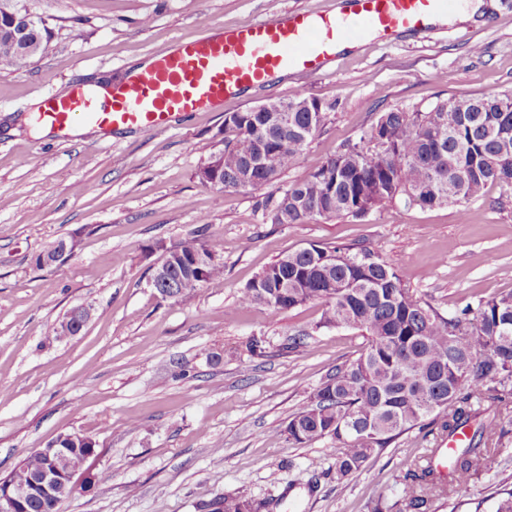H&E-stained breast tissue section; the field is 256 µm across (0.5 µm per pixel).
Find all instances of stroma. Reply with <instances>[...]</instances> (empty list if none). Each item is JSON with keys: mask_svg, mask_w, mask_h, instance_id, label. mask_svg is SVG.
<instances>
[{"mask_svg": "<svg viewBox=\"0 0 512 512\" xmlns=\"http://www.w3.org/2000/svg\"><path fill=\"white\" fill-rule=\"evenodd\" d=\"M450 11L424 32L347 46L317 75L293 72L152 132L37 133L25 119L51 91L121 82L178 40L292 10H340L342 0H38L52 34L26 68L0 69V478L57 436L80 433L106 481L76 491L61 512H198L244 491L262 512H491L512 486V433L498 472L467 486L423 489L410 473L440 432L412 430L344 480L327 476L332 439L289 445L280 430L336 365L363 352L360 331L322 328V307H242L263 268L309 242H366L402 284L441 313L512 291V188L488 187L453 206L389 204L356 219L274 224L262 202L306 177L340 144L394 108L512 90V0ZM336 102L331 123L274 188L216 191L197 171L224 147V116L296 92ZM74 241L62 264L35 258ZM217 242L221 280L184 300L148 285L162 248ZM93 318L75 337L49 329L73 307ZM263 341L251 354L252 338ZM303 338L291 347L292 338ZM425 504L413 509V497Z\"/></svg>", "mask_w": 512, "mask_h": 512, "instance_id": "35a3bbf8", "label": "stroma"}]
</instances>
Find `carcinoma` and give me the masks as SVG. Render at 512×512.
<instances>
[{
	"label": "carcinoma",
	"instance_id": "carcinoma-1",
	"mask_svg": "<svg viewBox=\"0 0 512 512\" xmlns=\"http://www.w3.org/2000/svg\"><path fill=\"white\" fill-rule=\"evenodd\" d=\"M34 4L0 0L1 67L20 69L46 51L50 29ZM271 106L224 116V149L206 159H217L221 168L223 184L212 188L256 191L275 183L331 121L337 104L296 93ZM251 159L257 165L246 181ZM494 184L512 188V91L439 102L424 112H383L358 141L342 144L307 177L267 196L263 207L274 224L360 218L395 201L456 205L466 213V204ZM177 250L164 298H183L224 276L214 244L196 239ZM239 303L283 310L319 303V326L357 329L366 338L363 353L328 373L281 431L295 446L335 439L331 468L337 479L359 471L374 452L422 428L435 413L450 438L477 423L468 446L448 457L453 484L465 486L484 471L481 460L498 461L488 442L507 430L480 420L481 404L512 398V291L443 315L405 288L369 246L309 242L266 266L242 289ZM65 448L74 467L89 451L82 441ZM46 467L47 458L36 450L10 477L28 485ZM414 479L437 487L443 475L427 465ZM494 499V512H512V488H497ZM61 504L33 494L28 512H59ZM262 507L244 492L203 505L206 512Z\"/></svg>",
	"mask_w": 512,
	"mask_h": 512
}]
</instances>
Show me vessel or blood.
Returning a JSON list of instances; mask_svg holds the SVG:
<instances>
[{"label": "vessel or blood", "instance_id": "vessel-or-blood-1", "mask_svg": "<svg viewBox=\"0 0 512 512\" xmlns=\"http://www.w3.org/2000/svg\"><path fill=\"white\" fill-rule=\"evenodd\" d=\"M337 12L291 11L179 41L134 78L113 84L109 99L80 90L49 95L40 114L52 130L73 126L162 130L202 104L239 96L288 70L322 73L344 46L401 31L420 32L454 0H345Z\"/></svg>", "mask_w": 512, "mask_h": 512}]
</instances>
